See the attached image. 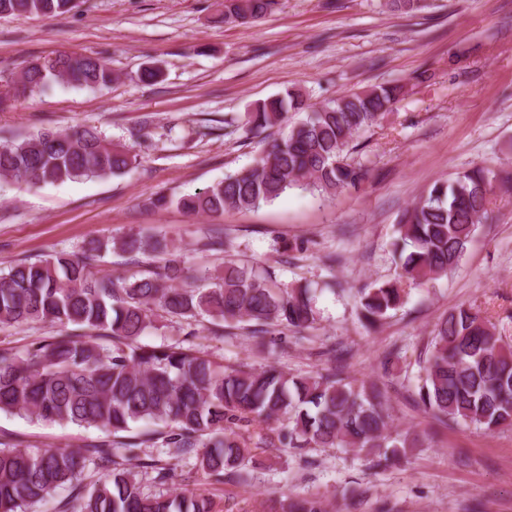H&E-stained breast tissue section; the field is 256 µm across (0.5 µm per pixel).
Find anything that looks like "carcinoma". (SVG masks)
<instances>
[{
  "instance_id": "obj_1",
  "label": "carcinoma",
  "mask_w": 512,
  "mask_h": 512,
  "mask_svg": "<svg viewBox=\"0 0 512 512\" xmlns=\"http://www.w3.org/2000/svg\"><path fill=\"white\" fill-rule=\"evenodd\" d=\"M278 0H224V19L257 21ZM405 14L428 0H387ZM75 0H0L2 14L51 16ZM61 80L73 87L112 83L107 60L57 52L29 64L16 85L25 91ZM403 86H374L311 109L286 92L247 113L244 134L275 126L248 166L205 191L176 198L159 195L157 208L174 205L191 214L252 210L293 188L324 197L359 187L368 172L349 161L356 136L376 126L401 100ZM136 156L108 142L94 126L48 129L0 142V177L31 186L128 172ZM498 173L488 166L436 181L403 211L398 223L397 276L366 289L361 313L371 324L404 301L407 283L424 286L456 268L488 206ZM224 228L203 238L208 252L225 251ZM162 254L164 264L139 277L94 267L108 253ZM181 249L153 235L90 241L80 252H57L39 262L21 261L0 274V327L32 323L71 327L32 339L20 353L0 350V412L45 424L95 428L105 439L86 448H28L0 442V512H28L70 489L54 512H213L210 498L166 489L174 461L194 457L206 479L248 483L269 448H351L375 457L384 469L401 465L419 438L392 431L386 391L324 368L305 375L266 365L226 364L194 343H141L157 318L186 325L208 317L212 330L249 327L262 347L291 329L313 327L314 297L305 286H287L259 268L224 262V269L186 275ZM415 402L434 420L473 425L488 432L512 429V345L475 306L461 304L436 323L427 343ZM153 429L143 431L137 424ZM152 452L141 453V448ZM279 512H326L323 498L280 504Z\"/></svg>"
}]
</instances>
